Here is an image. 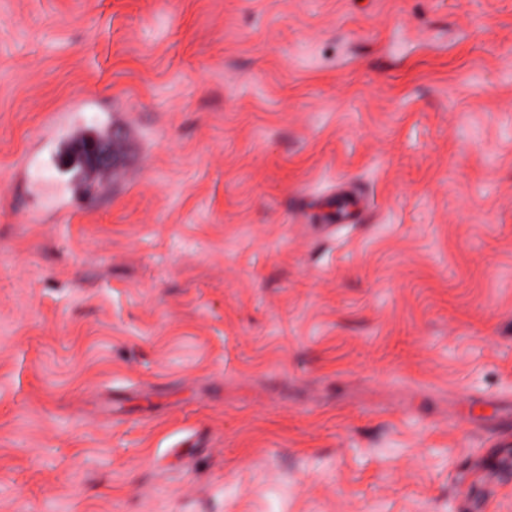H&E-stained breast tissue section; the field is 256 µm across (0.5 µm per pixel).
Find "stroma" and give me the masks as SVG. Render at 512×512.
I'll use <instances>...</instances> for the list:
<instances>
[{
    "label": "stroma",
    "instance_id": "35a3bbf8",
    "mask_svg": "<svg viewBox=\"0 0 512 512\" xmlns=\"http://www.w3.org/2000/svg\"><path fill=\"white\" fill-rule=\"evenodd\" d=\"M511 413L512 0H0V512H512Z\"/></svg>",
    "mask_w": 512,
    "mask_h": 512
}]
</instances>
